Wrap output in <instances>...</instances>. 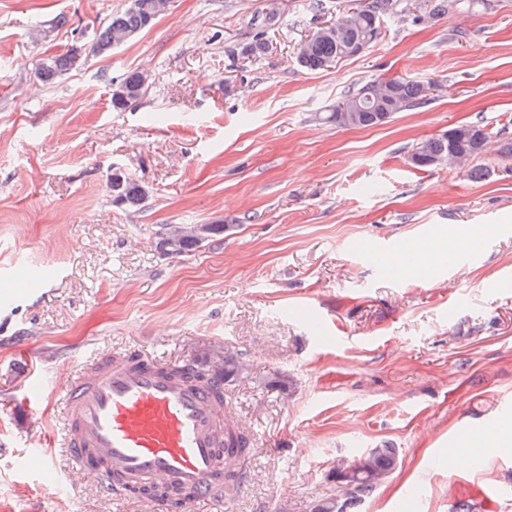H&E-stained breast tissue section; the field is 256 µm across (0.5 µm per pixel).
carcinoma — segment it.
Returning a JSON list of instances; mask_svg holds the SVG:
<instances>
[{"label":"carcinoma","instance_id":"obj_1","mask_svg":"<svg viewBox=\"0 0 512 512\" xmlns=\"http://www.w3.org/2000/svg\"><path fill=\"white\" fill-rule=\"evenodd\" d=\"M154 0H130L129 6L115 14L99 27L90 46L95 55L112 53L113 42L122 38L127 43L148 27L157 17L153 8ZM396 0H371L358 8V13L348 14L342 10L336 13L331 25L319 28L310 36L306 51L297 57L298 64L307 70L324 69L334 62L359 54L360 47L370 46L381 34L382 17L396 11ZM76 52L50 56L39 64L36 75L43 83H52L61 74L72 68L71 60ZM148 86L141 82V72L127 75L112 90V107L125 110L143 98ZM427 87L423 82L410 78L376 79L362 87L344 94L325 120L336 123V112L349 108L351 121L349 126L366 128L383 125L398 112L426 102ZM456 145L448 142V136L441 134L424 141L412 156L419 158L415 167L427 169L428 162L437 157L448 156L455 151L478 156L487 139L484 128L478 124H460L455 126ZM116 203L134 208L145 198V190L128 174L115 170L110 183ZM225 225L209 224L203 235L180 225L166 224L155 232L156 249L163 256L183 255L200 248L203 244L224 234ZM242 373V362L233 353L224 355V374L216 377L226 381ZM398 463V455L393 448H372L350 464L359 483L358 492L342 498V505L336 506V499L327 498L316 508V512H352L363 498L370 495L377 484Z\"/></svg>","mask_w":512,"mask_h":512}]
</instances>
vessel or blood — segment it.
I'll use <instances>...</instances> for the list:
<instances>
[{
  "mask_svg": "<svg viewBox=\"0 0 512 512\" xmlns=\"http://www.w3.org/2000/svg\"><path fill=\"white\" fill-rule=\"evenodd\" d=\"M192 364L140 353L107 354L73 372L60 389L62 447L70 482L93 475L103 494H138L151 512H182L235 496L224 482L235 452L224 447L230 410L218 381Z\"/></svg>",
  "mask_w": 512,
  "mask_h": 512,
  "instance_id": "vessel-or-blood-1",
  "label": "vessel or blood"
}]
</instances>
